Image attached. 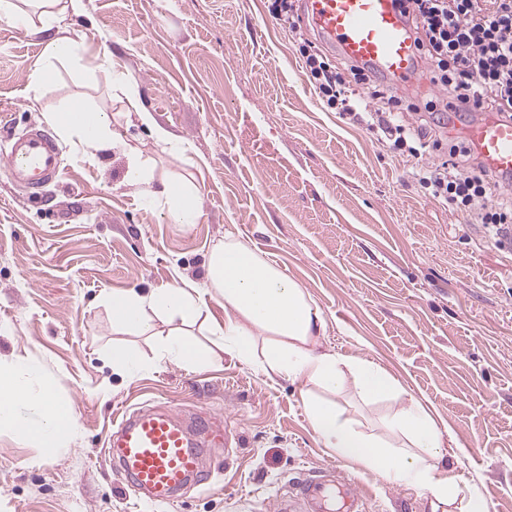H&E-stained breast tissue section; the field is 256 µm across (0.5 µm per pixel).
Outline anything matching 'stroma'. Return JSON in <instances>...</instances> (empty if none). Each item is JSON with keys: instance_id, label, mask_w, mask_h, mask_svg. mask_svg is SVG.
<instances>
[{"instance_id": "stroma-1", "label": "stroma", "mask_w": 512, "mask_h": 512, "mask_svg": "<svg viewBox=\"0 0 512 512\" xmlns=\"http://www.w3.org/2000/svg\"><path fill=\"white\" fill-rule=\"evenodd\" d=\"M86 2L70 30L137 76L181 152L119 113L114 130L156 175L193 174L202 215L185 229L147 208L118 150L90 159L63 145V172L38 201L0 175V357L39 364L78 425L52 457L0 433V512H275L326 465L361 489L367 512H428L419 492L323 448L299 384L221 351L199 368L113 373L126 337L103 296L202 281L228 233L306 289L326 350L378 363L450 429L448 469L479 478L491 512H512V240L433 200L398 154L325 108L266 0ZM42 41L0 21V132L43 123L27 106ZM82 91L108 101L104 77L88 86L65 65L43 103ZM143 404L228 419L236 443L208 452L209 485L153 505L116 473L106 437Z\"/></svg>"}]
</instances>
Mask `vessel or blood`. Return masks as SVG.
Instances as JSON below:
<instances>
[{
    "label": "vessel or blood",
    "mask_w": 512,
    "mask_h": 512,
    "mask_svg": "<svg viewBox=\"0 0 512 512\" xmlns=\"http://www.w3.org/2000/svg\"><path fill=\"white\" fill-rule=\"evenodd\" d=\"M304 19L321 43L347 61L366 66L398 87L431 86L413 24L402 0H302ZM464 137L491 171L512 179V120L497 116L468 124ZM62 150L36 126L9 134L0 150V172L27 197L39 199L61 173ZM230 433L207 413L187 417L169 408L123 410L107 441L108 458L143 500L166 504L185 488L209 483L205 451L229 442ZM346 512H363L364 496L355 483L336 484L327 475L303 479L295 510L328 512L335 496Z\"/></svg>",
    "instance_id": "vessel-or-blood-1"
}]
</instances>
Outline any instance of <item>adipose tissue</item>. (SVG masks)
I'll list each match as a JSON object with an SVG mask.
<instances>
[{
	"mask_svg": "<svg viewBox=\"0 0 512 512\" xmlns=\"http://www.w3.org/2000/svg\"><path fill=\"white\" fill-rule=\"evenodd\" d=\"M85 11L83 0H0V20L44 34L43 50L34 71L30 109L40 111L56 134L81 154L95 157L123 144L112 128L110 112L86 95H69L55 107L42 104V90L59 64L71 63L88 75L106 72L108 92L123 112L135 114L154 140L174 144V136L146 105L136 76L108 67L109 54L86 57L83 44L62 28L70 15ZM124 176L147 207L161 209L167 221L184 227L201 216L199 189L191 178L156 176L135 150H128ZM224 306V323L211 333L225 353L258 365L268 379L299 383L311 428L323 447L336 457L385 481L418 490L430 512H490L477 485L460 486L445 467L448 450L433 416L417 401L402 404L382 421V432H367L336 402L349 390L366 401L400 396L402 390L384 368L365 358L343 357L322 350L325 319L309 293L266 261L248 242L225 234L205 261V282H185L143 293L118 289L104 299L113 330L130 335L131 343L112 351V370L133 377L144 366L136 336L157 334L156 364L200 367L211 354L189 339L188 328L209 302ZM58 453L76 437L70 402L58 397L51 380L38 366L18 370L0 359V430Z\"/></svg>",
	"mask_w": 512,
	"mask_h": 512,
	"instance_id": "adipose-tissue-1",
	"label": "adipose tissue"
}]
</instances>
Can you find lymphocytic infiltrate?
<instances>
[{"label":"lymphocytic infiltrate","instance_id":"lymphocytic-infiltrate-1","mask_svg":"<svg viewBox=\"0 0 512 512\" xmlns=\"http://www.w3.org/2000/svg\"><path fill=\"white\" fill-rule=\"evenodd\" d=\"M297 0H270L269 11L288 30L309 80L326 108L379 133L405 158L412 178L430 197L454 206L471 224L501 236L512 223V194L486 169L466 141L453 162H424L427 134L411 118L395 87L365 68L334 64L295 19ZM424 65L440 91L476 101L490 115H512V0H406Z\"/></svg>","mask_w":512,"mask_h":512}]
</instances>
